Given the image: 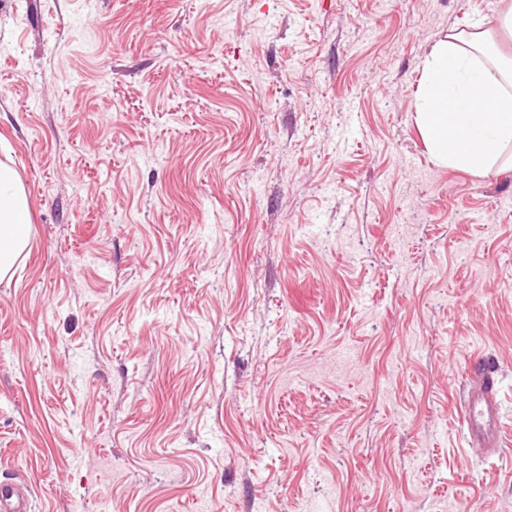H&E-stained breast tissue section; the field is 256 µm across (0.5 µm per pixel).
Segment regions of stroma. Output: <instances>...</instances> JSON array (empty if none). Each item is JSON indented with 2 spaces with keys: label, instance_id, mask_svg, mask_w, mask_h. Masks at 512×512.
<instances>
[{
  "label": "stroma",
  "instance_id": "obj_1",
  "mask_svg": "<svg viewBox=\"0 0 512 512\" xmlns=\"http://www.w3.org/2000/svg\"><path fill=\"white\" fill-rule=\"evenodd\" d=\"M502 0H0V482L34 512H512V170L431 47ZM501 447L464 443L472 361ZM495 23L512 33L511 3L436 42L418 96L417 123L430 151L445 166L475 174L512 169V59L486 53ZM8 161L0 160V282L13 277L32 224L25 186Z\"/></svg>",
  "mask_w": 512,
  "mask_h": 512
}]
</instances>
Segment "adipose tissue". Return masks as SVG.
I'll return each mask as SVG.
<instances>
[{
  "label": "adipose tissue",
  "mask_w": 512,
  "mask_h": 512,
  "mask_svg": "<svg viewBox=\"0 0 512 512\" xmlns=\"http://www.w3.org/2000/svg\"><path fill=\"white\" fill-rule=\"evenodd\" d=\"M512 33V4L495 20L479 18L470 30L436 42L424 59L418 127L445 166L476 174L512 169V59L486 52L490 23ZM25 186L0 160V281L12 278L31 232Z\"/></svg>",
  "instance_id": "1"
}]
</instances>
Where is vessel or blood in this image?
Wrapping results in <instances>:
<instances>
[{"label": "vessel or blood", "instance_id": "obj_1", "mask_svg": "<svg viewBox=\"0 0 512 512\" xmlns=\"http://www.w3.org/2000/svg\"><path fill=\"white\" fill-rule=\"evenodd\" d=\"M500 413L496 371L485 360H476L464 405L468 448L480 450L488 457L496 455L500 446L497 432ZM0 512H33V492L27 482L0 483Z\"/></svg>", "mask_w": 512, "mask_h": 512}]
</instances>
